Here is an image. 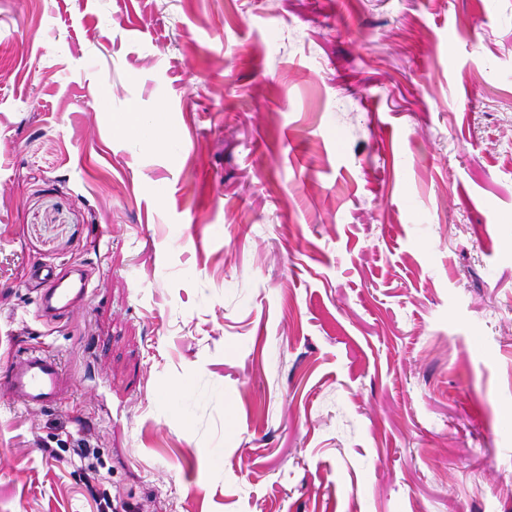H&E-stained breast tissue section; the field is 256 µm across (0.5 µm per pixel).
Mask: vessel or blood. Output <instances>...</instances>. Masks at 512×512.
Listing matches in <instances>:
<instances>
[{
    "label": "vessel or blood",
    "mask_w": 512,
    "mask_h": 512,
    "mask_svg": "<svg viewBox=\"0 0 512 512\" xmlns=\"http://www.w3.org/2000/svg\"><path fill=\"white\" fill-rule=\"evenodd\" d=\"M30 274L43 286L39 312L46 319L70 314L89 297L90 277L85 270H78L73 281L52 265L32 266ZM69 388L70 379L60 358L35 347L18 355L0 379V391L46 408L57 406Z\"/></svg>",
    "instance_id": "1"
}]
</instances>
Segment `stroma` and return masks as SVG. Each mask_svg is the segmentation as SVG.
I'll use <instances>...</instances> for the list:
<instances>
[{
	"mask_svg": "<svg viewBox=\"0 0 512 512\" xmlns=\"http://www.w3.org/2000/svg\"><path fill=\"white\" fill-rule=\"evenodd\" d=\"M92 296L38 317L31 265ZM0 512H512V0H0ZM0 386L28 405L51 408L68 393L70 379L60 358L34 347L12 361ZM74 453L79 458L82 466L85 467V470H87V487L96 503L97 512H130L131 507L126 502L113 500L105 493L100 494L96 486L91 483V481L99 482L101 477L100 470L104 468V464L95 452V449L75 448Z\"/></svg>",
	"mask_w": 512,
	"mask_h": 512,
	"instance_id": "obj_1",
	"label": "stroma"
}]
</instances>
